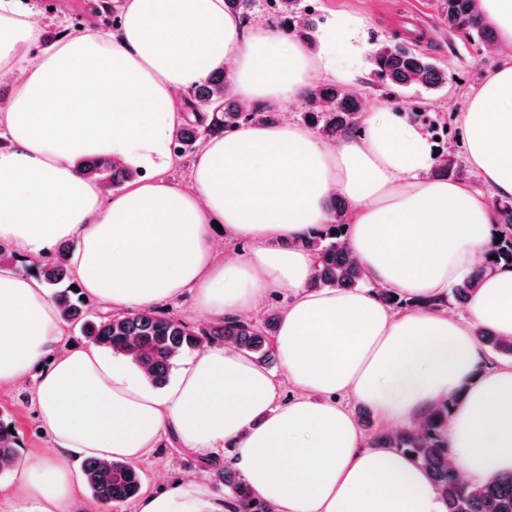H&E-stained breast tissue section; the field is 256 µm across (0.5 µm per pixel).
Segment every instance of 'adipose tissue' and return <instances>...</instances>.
Returning <instances> with one entry per match:
<instances>
[{"instance_id":"1","label":"adipose tissue","mask_w":512,"mask_h":512,"mask_svg":"<svg viewBox=\"0 0 512 512\" xmlns=\"http://www.w3.org/2000/svg\"><path fill=\"white\" fill-rule=\"evenodd\" d=\"M121 17L119 34L39 51L31 11L0 0V76L14 78L0 109L12 142L0 151V243L28 259L74 242L75 278L111 312L188 294L200 315L221 319L277 296L281 371L212 345L157 389L124 357L66 344L44 288L0 265V389L32 377L50 435L41 455L15 461L0 512H75L84 477L72 458L135 465L172 436L201 461L229 460L276 512H447L407 456L367 447L354 401L394 427L449 402L448 457L467 482L511 474L512 360L491 362L473 330L512 338V269L488 271L468 318L448 313L449 288L498 234L496 214L469 184L432 175L433 146L403 113H363L360 134L337 142L288 121L244 125L202 146L186 188L160 178L107 196L78 167L90 155L167 166L183 121L177 92L221 66L238 98L277 110L319 81L354 86L362 19L337 13L313 53L283 31H242L224 0H124ZM461 127L477 176L512 198V59L473 92ZM335 195L368 285L313 290L305 243L329 224ZM221 237L250 250L219 260ZM136 512L233 507L197 478L143 494Z\"/></svg>"}]
</instances>
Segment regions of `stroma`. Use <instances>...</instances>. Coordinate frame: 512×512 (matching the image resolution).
Returning a JSON list of instances; mask_svg holds the SVG:
<instances>
[{"label": "stroma", "instance_id": "1", "mask_svg": "<svg viewBox=\"0 0 512 512\" xmlns=\"http://www.w3.org/2000/svg\"><path fill=\"white\" fill-rule=\"evenodd\" d=\"M44 2L23 0L42 27V44L112 29L108 15L85 12V0H63L62 6L53 10L46 9ZM306 3L326 23L340 11L362 17L366 48L379 44L418 47L446 73L448 80L438 89L413 85L392 93L366 67L357 77L355 90L365 110L380 107L404 113L409 123L426 131L437 154L453 157L466 167L468 155L459 116L467 108L470 91L479 87L502 63L503 53L492 51L490 46L476 42L464 32L449 29L438 14L436 0H306ZM462 180L472 185L477 182L467 167ZM0 417L16 426L22 454L34 457L47 447L49 436L30 402L28 385L0 389ZM195 464V457L187 451L162 444L139 465L144 488L155 490L171 478L194 475Z\"/></svg>", "mask_w": 512, "mask_h": 512}]
</instances>
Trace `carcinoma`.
<instances>
[{
    "label": "carcinoma",
    "mask_w": 512,
    "mask_h": 512,
    "mask_svg": "<svg viewBox=\"0 0 512 512\" xmlns=\"http://www.w3.org/2000/svg\"><path fill=\"white\" fill-rule=\"evenodd\" d=\"M303 0H272L278 19L303 43L314 41L318 18L302 7ZM225 8L235 14L241 26L249 23L256 0H224ZM437 9L451 29L465 28L487 42L495 41L492 27L478 14L477 0H437ZM377 79L385 86L404 88L420 85L435 90L447 82V75L426 55L404 48L380 45L371 54ZM183 105L193 118L182 123L175 132L171 150L183 158L195 153L208 138L221 137L244 124L256 120L276 123L280 113L260 104L237 99L231 82L222 70L193 85L182 97ZM362 109L358 95L333 84L315 85L306 95L301 119L310 128L331 138L359 130ZM83 174L106 189L123 186L137 176V170L111 160L88 158L82 163ZM332 220L325 232L308 241L317 254L318 264L310 286L315 289H355L365 286L361 267L352 260L344 221L345 204L330 201ZM502 241L491 246L487 264L469 279L454 285L448 292V304L467 305L480 279L491 268L512 267V201L495 202ZM69 249L58 246L40 262L24 268L34 273L49 291L60 318L81 335L100 347L122 355L145 369L157 387L169 381L177 356L196 350L204 343L233 345L263 364L275 361L273 338L277 333L280 311L271 309L265 318L250 321L224 318L208 327H195L169 313L154 308L133 313H104L81 290L71 286ZM478 341L503 358H512V339L492 334L479 325L474 330ZM448 404L431 409L418 428L372 429L370 409L358 407L362 425L371 430L367 445L371 448H395L409 455L427 474L446 501L448 512H512V475H505L483 485H464L457 470L448 463L446 430ZM20 440L10 431V423L0 418V475L9 472L18 457ZM210 472L227 497L235 504V512H269L268 504L256 496L245 479L233 468L220 463L199 464ZM87 487L92 500L102 504L123 503L137 498L142 491L140 470L125 461L85 462Z\"/></svg>",
    "instance_id": "carcinoma-1"
}]
</instances>
